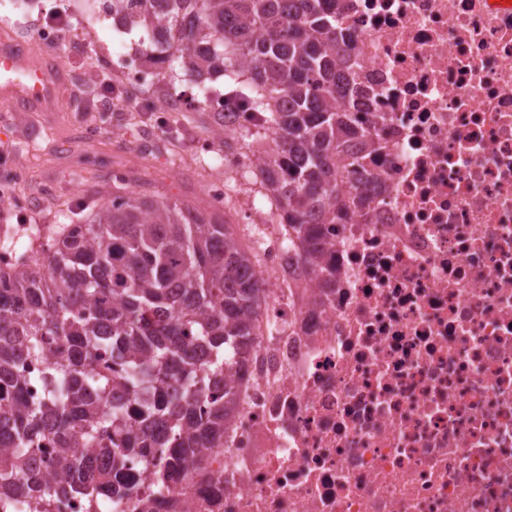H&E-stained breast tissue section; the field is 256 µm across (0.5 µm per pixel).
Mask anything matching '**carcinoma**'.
Returning <instances> with one entry per match:
<instances>
[{"label":"carcinoma","instance_id":"cac0c4a2","mask_svg":"<svg viewBox=\"0 0 512 512\" xmlns=\"http://www.w3.org/2000/svg\"><path fill=\"white\" fill-rule=\"evenodd\" d=\"M112 15L183 59L199 79L224 71L238 100L279 135L257 165L272 220L310 273L323 276L311 224H341L354 191L342 172L366 91L338 57L336 0H110ZM98 198L43 257L0 268V495L38 500L53 490L100 504L130 498L132 453L191 474L204 441L224 434L232 391L198 408L194 345L209 371L233 369L256 335L262 301L253 259L226 224L135 192ZM43 360L28 377L16 370ZM38 383L43 400L26 387ZM137 398L127 419L123 396Z\"/></svg>","mask_w":512,"mask_h":512}]
</instances>
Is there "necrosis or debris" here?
I'll list each match as a JSON object with an SVG mask.
<instances>
[{"label":"necrosis or debris","mask_w":512,"mask_h":512,"mask_svg":"<svg viewBox=\"0 0 512 512\" xmlns=\"http://www.w3.org/2000/svg\"><path fill=\"white\" fill-rule=\"evenodd\" d=\"M348 2L338 54L382 149L348 223L318 227L335 280L303 272L287 225H257L266 302L223 377L234 417L164 494L132 457L142 512H512V2ZM68 26L41 24L44 51L92 52ZM113 73L119 100L72 111L141 112V77ZM27 177L7 168L0 216L28 206Z\"/></svg>","instance_id":"necrosis-or-debris-1"}]
</instances>
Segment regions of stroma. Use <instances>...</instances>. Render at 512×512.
I'll return each mask as SVG.
<instances>
[{
	"label": "stroma",
	"instance_id": "35a3bbf8",
	"mask_svg": "<svg viewBox=\"0 0 512 512\" xmlns=\"http://www.w3.org/2000/svg\"><path fill=\"white\" fill-rule=\"evenodd\" d=\"M12 0H0V26L14 27L19 35L17 46L26 57H38L35 44L36 28L41 17L65 9L79 23L88 25L96 34V48L111 54L113 68L125 65H152L161 48L151 42L140 30L122 29L103 11L100 0H28L25 9H14ZM167 92L171 97L185 95L223 96L227 84L222 80L207 79L197 84L188 71L172 64L166 72ZM71 95L60 90L53 96L51 108H23L0 99V150L13 148L30 161L32 184L46 182L78 183L76 197L67 198L64 206L46 212L33 205L22 217L0 222V252L10 251L23 257L32 256L70 221V213L88 205L94 191H108L113 187L114 175L125 179L127 191L145 192L158 200H169L193 207L202 212L217 213L229 224L236 239L246 242L251 223L243 219L241 208L247 199H254L256 221L266 223L268 203L259 179L241 184L228 180L224 204L216 208L209 201L207 163L190 157L193 139L206 138L216 115L203 110L184 113L177 132H162L153 156L126 155L122 152L120 137L103 130L102 137L89 157L75 156L71 149L79 145L88 124H101L99 113L88 112L77 117L70 110Z\"/></svg>",
	"mask_w": 512,
	"mask_h": 512
}]
</instances>
